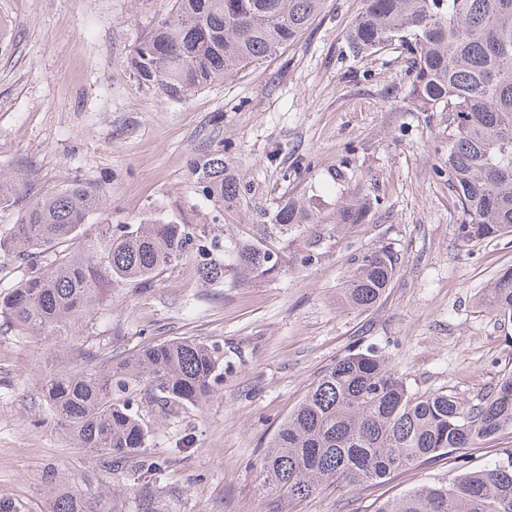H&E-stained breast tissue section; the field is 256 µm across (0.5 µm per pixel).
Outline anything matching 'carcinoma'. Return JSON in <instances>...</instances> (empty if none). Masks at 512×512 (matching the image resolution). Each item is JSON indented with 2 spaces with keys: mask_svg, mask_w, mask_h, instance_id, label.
Returning a JSON list of instances; mask_svg holds the SVG:
<instances>
[{
  "mask_svg": "<svg viewBox=\"0 0 512 512\" xmlns=\"http://www.w3.org/2000/svg\"><path fill=\"white\" fill-rule=\"evenodd\" d=\"M325 0H168L169 8L132 63L141 78L169 99L224 80L298 41ZM352 56L386 47L409 54L405 99L420 109L448 112L454 134L438 167L459 212L464 243L512 232V0H362L347 29ZM195 194L222 211L241 199L224 153L190 162ZM99 201L74 182L22 208L6 250L29 273L0 292V317L20 336L61 340L112 291L142 284L184 259L207 285L232 276L273 273L279 265L266 239L313 224L302 199L289 196L273 211L257 212L258 239L227 245L205 224L145 218L84 231ZM366 202L336 210V223L357 224ZM345 302L368 309L385 293L395 262L386 250L365 251ZM480 304L512 319V268L500 273ZM219 352L195 339L148 344L125 356L89 351L56 370L42 386L52 419L77 448L94 450L104 467L134 465L138 512L151 509L150 483L164 460L147 448L141 419L147 406L167 416L201 408L220 390ZM512 434V371L477 401L448 392L413 394L374 349L338 358L307 390L275 432L259 461L267 494L301 501L340 482L356 489L410 465ZM42 483L50 512H122L105 507L106 493L82 490L75 476L49 467ZM378 512H512V448L483 468L458 465L444 483L421 485L386 502Z\"/></svg>",
  "mask_w": 512,
  "mask_h": 512,
  "instance_id": "carcinoma-1",
  "label": "carcinoma"
}]
</instances>
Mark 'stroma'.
<instances>
[{
    "label": "stroma",
    "instance_id": "stroma-1",
    "mask_svg": "<svg viewBox=\"0 0 512 512\" xmlns=\"http://www.w3.org/2000/svg\"><path fill=\"white\" fill-rule=\"evenodd\" d=\"M360 0H325L293 45L179 100L140 77L131 58L149 40L162 0H0L10 43L0 51V173L23 201L81 182L104 204L90 219L136 224L146 216L206 224L251 240L255 210L303 196L320 221L275 237L277 273L201 284L191 261L149 283L120 288L67 344L17 335L0 321V498L49 512L44 468L74 474L87 491L108 487L136 512L129 473L103 468L47 420L38 388L81 350L128 353L178 337L219 347L224 382L204 407L161 418L146 412L148 446L166 461L157 512H267L257 465L276 429L319 375L352 349L388 357L415 393L475 399L512 371V321L481 307L493 278L512 267V232L464 243L445 179L447 113L405 98L408 55L358 57L343 35ZM223 151L243 195L217 214L195 195L188 161ZM360 193L361 224L338 226V203ZM396 260L371 308L338 302L355 255ZM313 262H305L308 252ZM453 461L393 472L357 489L332 486L282 512H378L421 484L447 479Z\"/></svg>",
    "mask_w": 512,
    "mask_h": 512
}]
</instances>
